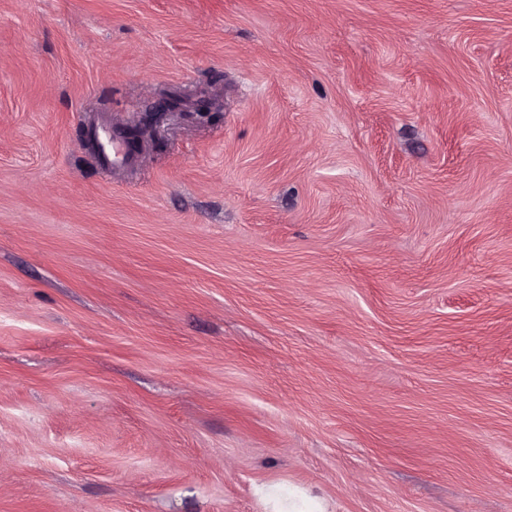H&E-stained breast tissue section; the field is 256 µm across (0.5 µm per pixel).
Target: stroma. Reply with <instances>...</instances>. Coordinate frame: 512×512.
I'll list each match as a JSON object with an SVG mask.
<instances>
[{
    "instance_id": "35a3bbf8",
    "label": "stroma",
    "mask_w": 512,
    "mask_h": 512,
    "mask_svg": "<svg viewBox=\"0 0 512 512\" xmlns=\"http://www.w3.org/2000/svg\"><path fill=\"white\" fill-rule=\"evenodd\" d=\"M261 483L512 512V0H0V512ZM97 134L102 145L101 157L105 162L111 164L113 169L130 164L131 155L118 136L115 134L112 136L107 129H97Z\"/></svg>"
}]
</instances>
